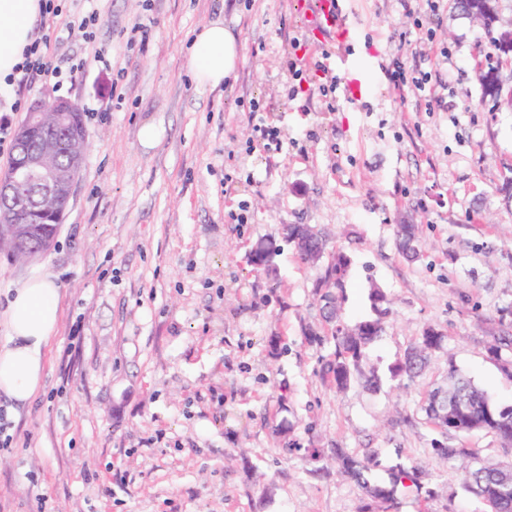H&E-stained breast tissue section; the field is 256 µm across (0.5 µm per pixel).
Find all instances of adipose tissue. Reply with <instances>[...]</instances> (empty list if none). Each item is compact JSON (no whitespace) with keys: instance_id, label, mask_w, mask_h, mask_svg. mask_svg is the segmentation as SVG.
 Wrapping results in <instances>:
<instances>
[{"instance_id":"adipose-tissue-1","label":"adipose tissue","mask_w":512,"mask_h":512,"mask_svg":"<svg viewBox=\"0 0 512 512\" xmlns=\"http://www.w3.org/2000/svg\"><path fill=\"white\" fill-rule=\"evenodd\" d=\"M40 0H0V82L22 60L39 18ZM242 60L241 48L223 23L213 22L196 32L186 66L201 87L221 86ZM59 292L50 276L18 288L12 298L9 336L0 344V391L16 403L28 402L40 389L45 350L59 323Z\"/></svg>"}]
</instances>
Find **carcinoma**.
<instances>
[{"label":"carcinoma","mask_w":512,"mask_h":512,"mask_svg":"<svg viewBox=\"0 0 512 512\" xmlns=\"http://www.w3.org/2000/svg\"><path fill=\"white\" fill-rule=\"evenodd\" d=\"M55 162L66 167L69 162V138L67 133L58 135ZM57 225L41 220L28 225L27 238L37 242L55 239ZM398 248L402 255L414 258L419 252L418 237L414 225L400 224L396 229ZM288 243L298 248L301 259L312 267L321 268L317 279V290L322 302L324 317L330 324L329 336L334 342V352L321 368L322 379L338 391L346 390L357 377L373 387L381 386L382 378L377 371L364 372L362 363L366 349L380 336L382 319L390 313L385 294L375 289L370 294L374 320H366L352 326L345 324L339 314L343 301V285L347 276L350 258L341 250L329 252L323 232L311 224H292L288 230ZM445 336L433 327H427L416 344L407 353L404 361L391 369L393 376H406L412 380L420 376L431 353L443 348ZM512 352V334L493 337L489 352L502 361V370L512 375V361L502 358V352ZM426 419L442 434L466 435L485 431L500 436L504 442L505 459L484 462L464 448L437 447L435 462L444 465L450 460L462 458L464 472L463 488L488 507V512H512V482L504 479L505 472L512 468V406L494 404L487 393L474 380L457 369H450L448 381L433 388L424 405ZM371 458L359 459L336 449L335 463L338 472L356 480L364 489L377 512H387L396 498L399 488L412 484L421 491L417 482L419 466L398 464L391 469L388 482H371L365 477L370 470Z\"/></svg>","instance_id":"obj_1"}]
</instances>
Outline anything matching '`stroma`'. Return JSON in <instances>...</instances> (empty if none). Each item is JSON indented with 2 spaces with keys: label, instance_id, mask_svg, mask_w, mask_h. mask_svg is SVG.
Here are the masks:
<instances>
[{
  "label": "stroma",
  "instance_id": "obj_1",
  "mask_svg": "<svg viewBox=\"0 0 512 512\" xmlns=\"http://www.w3.org/2000/svg\"><path fill=\"white\" fill-rule=\"evenodd\" d=\"M96 5L109 65L26 93L83 108L91 146L55 245L25 266L0 251V341L30 277L51 275L60 307L41 390L25 404L0 394V512H367L363 490L325 468L336 446L374 456L377 482L400 460L429 466L425 492L393 512H486L458 461L430 466L431 448L498 459L500 441L439 438L420 400L453 366L512 405V377L487 350L512 331V107L477 78L499 57L491 39L512 28V0L489 28L456 0L434 14L427 0H339L341 41L305 30L296 0ZM213 21L244 60L200 88L185 57ZM139 23L142 43L130 39ZM398 63L430 73L424 90L392 91ZM357 72L370 85L354 104L344 89ZM259 124L280 128L282 147ZM283 224L322 226L348 254V323L372 318L371 288L393 299L366 367L388 372L425 327L441 330L422 378L343 393L323 382L334 346L303 331L317 272L276 237ZM398 224L420 229L416 262L398 254ZM268 239L273 279L251 260Z\"/></svg>",
  "mask_w": 512,
  "mask_h": 512
}]
</instances>
